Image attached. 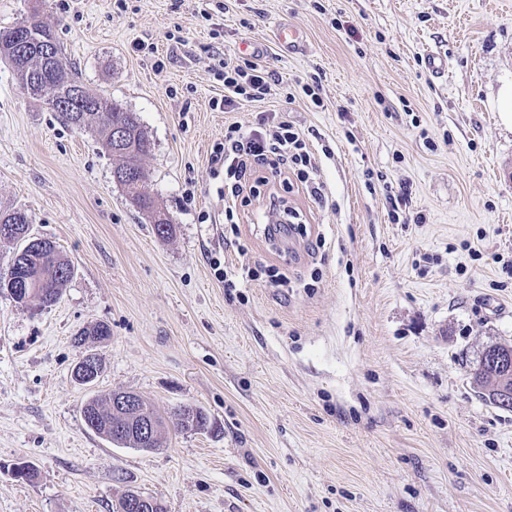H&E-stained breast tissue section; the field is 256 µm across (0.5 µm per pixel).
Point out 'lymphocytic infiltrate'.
I'll return each instance as SVG.
<instances>
[{"instance_id": "obj_1", "label": "lymphocytic infiltrate", "mask_w": 512, "mask_h": 512, "mask_svg": "<svg viewBox=\"0 0 512 512\" xmlns=\"http://www.w3.org/2000/svg\"><path fill=\"white\" fill-rule=\"evenodd\" d=\"M215 75L222 81L224 93L212 99L211 107L222 112L234 111L245 103L264 101L272 91L273 75L257 54L243 60L220 59ZM297 87V93L285 95L284 108L274 111L270 122L249 131L236 124L228 125L223 139L214 143L211 173L213 177L223 178L224 187L232 197L256 193L258 186L267 184L268 174L278 175L285 169L293 170L315 198L323 197V185L315 177V159L303 136L289 122L286 111L287 105L300 95L320 104V88L318 83L304 81L298 82Z\"/></svg>"}]
</instances>
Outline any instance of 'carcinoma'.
<instances>
[{"label":"carcinoma","instance_id":"carcinoma-1","mask_svg":"<svg viewBox=\"0 0 512 512\" xmlns=\"http://www.w3.org/2000/svg\"><path fill=\"white\" fill-rule=\"evenodd\" d=\"M39 32L52 42V57L42 55L40 46L31 36V32L20 28V25L0 29V59L7 61L16 54L17 44L28 41L29 55L25 64L28 74L20 76V87L30 96L43 99L46 103H55L53 111L61 114L66 123L79 130H88L102 141L103 147L116 160L113 175L118 177V184L127 193L130 202L139 210L150 215L154 224V232L160 238L173 235L174 225L158 202L144 191L145 158L152 150V142L143 128L137 113L131 112L121 105L110 101L99 94L91 92L72 73L63 48L54 36L51 27L44 21L37 24ZM80 88L83 95L82 103L74 104L73 108H60L58 104L69 101L75 88ZM96 101L110 105L107 112L93 108ZM122 127L121 141H114L112 128ZM32 222L30 215L19 208L0 209V225L16 224L23 227ZM31 237L10 240L17 246L13 261L24 268L26 274L32 275L41 271L50 279L49 289L34 295L25 294V290L10 293L12 299L19 304L37 303L47 308L57 303L64 291L63 278H72L73 267L70 261L60 255L57 246L50 240L30 243ZM111 336V329L103 323L95 324L79 332L75 343L82 345L86 338L106 339ZM481 361H476L474 382L481 390L498 383L501 373L491 369L479 370ZM85 424L89 429L105 440L126 448H156L159 439L145 444L140 434V422L156 416V411L146 402H141L138 413L134 414L112 402V395H94L86 400L82 407ZM173 424L183 431H203L208 427V417L203 410L190 405L177 408L172 415Z\"/></svg>","mask_w":512,"mask_h":512}]
</instances>
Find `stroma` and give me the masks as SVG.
<instances>
[{"label":"stroma","mask_w":512,"mask_h":512,"mask_svg":"<svg viewBox=\"0 0 512 512\" xmlns=\"http://www.w3.org/2000/svg\"><path fill=\"white\" fill-rule=\"evenodd\" d=\"M223 2L206 17L203 0H0V28L39 12L79 79L138 113L145 187L175 226L156 236L97 136L0 61V208L74 266L51 307L0 291V512H115L129 491L166 512H512V411L470 375L484 346L512 345V0ZM281 22L305 52L274 41ZM222 52L263 53L271 96L213 110ZM312 77L322 107L297 98L288 119L324 200L284 173L226 223L213 144ZM272 194L306 227L289 258L263 235ZM98 322L104 370L82 386L74 338ZM114 390L164 416L202 407L209 426L116 447L81 413ZM19 461L36 481L11 476Z\"/></svg>","instance_id":"35a3bbf8"}]
</instances>
